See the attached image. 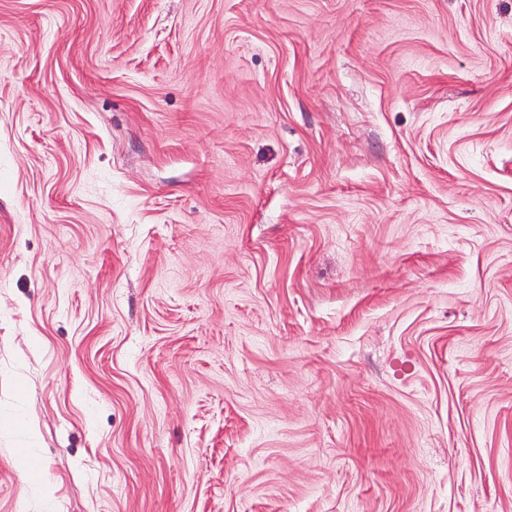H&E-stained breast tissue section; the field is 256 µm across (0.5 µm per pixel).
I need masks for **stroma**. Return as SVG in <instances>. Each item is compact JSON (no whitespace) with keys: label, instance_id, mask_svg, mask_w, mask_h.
I'll list each match as a JSON object with an SVG mask.
<instances>
[{"label":"stroma","instance_id":"1","mask_svg":"<svg viewBox=\"0 0 512 512\" xmlns=\"http://www.w3.org/2000/svg\"><path fill=\"white\" fill-rule=\"evenodd\" d=\"M0 512H512V0H0Z\"/></svg>","mask_w":512,"mask_h":512}]
</instances>
